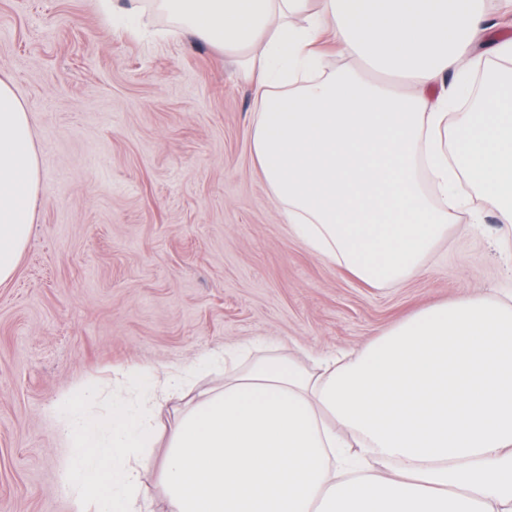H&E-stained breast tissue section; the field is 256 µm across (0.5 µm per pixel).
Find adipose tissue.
I'll return each mask as SVG.
<instances>
[{"label":"adipose tissue","instance_id":"adipose-tissue-1","mask_svg":"<svg viewBox=\"0 0 512 512\" xmlns=\"http://www.w3.org/2000/svg\"><path fill=\"white\" fill-rule=\"evenodd\" d=\"M223 48L254 89L252 149L290 231L365 284L415 272L460 212L512 238V38L484 0H152ZM333 32L365 69L326 70ZM25 103L0 79V284L16 273L39 185ZM55 406L72 450L70 512H512V296L424 307L317 368L230 366L158 431L156 389ZM164 445L156 457L152 448Z\"/></svg>","mask_w":512,"mask_h":512}]
</instances>
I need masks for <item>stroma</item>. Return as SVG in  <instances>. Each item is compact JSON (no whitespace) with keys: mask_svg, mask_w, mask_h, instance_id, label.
I'll list each match as a JSON object with an SVG mask.
<instances>
[{"mask_svg":"<svg viewBox=\"0 0 512 512\" xmlns=\"http://www.w3.org/2000/svg\"><path fill=\"white\" fill-rule=\"evenodd\" d=\"M149 19L133 36L101 0H0V78L41 166L29 242L0 285V512H70L53 407L87 381L242 345L310 367L424 306L512 292L488 208L387 288L311 252L255 161L251 85L222 49Z\"/></svg>","mask_w":512,"mask_h":512,"instance_id":"obj_1","label":"stroma"}]
</instances>
